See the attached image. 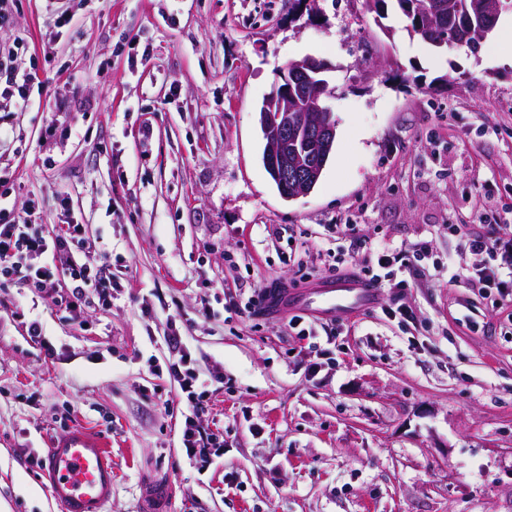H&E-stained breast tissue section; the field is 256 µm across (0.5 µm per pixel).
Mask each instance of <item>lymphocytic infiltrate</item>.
Segmentation results:
<instances>
[{
	"label": "lymphocytic infiltrate",
	"mask_w": 512,
	"mask_h": 512,
	"mask_svg": "<svg viewBox=\"0 0 512 512\" xmlns=\"http://www.w3.org/2000/svg\"><path fill=\"white\" fill-rule=\"evenodd\" d=\"M32 73L14 66L11 52L0 51V98L14 100L26 108L31 96ZM14 192L7 177L0 175V277L18 278L30 287L42 289L56 275L70 281L66 297L54 299L72 317H79L88 295H97L102 305L112 303V293L120 283L98 251L84 250L74 254L72 245L82 240L85 227L66 223L53 238L39 231L33 209H19L11 196ZM462 247L482 256L481 264L469 271L470 286L505 301L512 297V225L485 220L480 232L463 236ZM429 242L422 241L409 249L382 247L370 253L362 275L383 288L404 289L410 279L432 260ZM168 348V375L187 401L181 441L188 459L207 464L221 455L224 442L207 432L201 422L204 400L211 386L222 383L217 373H203L188 349L177 326H170L164 337Z\"/></svg>",
	"instance_id": "f902f5d3"
}]
</instances>
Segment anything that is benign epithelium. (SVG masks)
Returning <instances> with one entry per match:
<instances>
[{
  "mask_svg": "<svg viewBox=\"0 0 512 512\" xmlns=\"http://www.w3.org/2000/svg\"><path fill=\"white\" fill-rule=\"evenodd\" d=\"M311 71L319 72L311 61L293 62L290 77L297 94L288 96V87L283 86L266 98L269 111L264 113V126L273 155L282 154L290 140L327 144L336 137V121L327 106L328 84L313 83Z\"/></svg>",
  "mask_w": 512,
  "mask_h": 512,
  "instance_id": "benign-epithelium-1",
  "label": "benign epithelium"
}]
</instances>
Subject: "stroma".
Wrapping results in <instances>:
<instances>
[{"label": "stroma", "instance_id": "stroma-1", "mask_svg": "<svg viewBox=\"0 0 512 512\" xmlns=\"http://www.w3.org/2000/svg\"><path fill=\"white\" fill-rule=\"evenodd\" d=\"M16 9L0 45L36 81L27 108L0 109V169L44 236L69 198L121 289L74 319L0 284V512H59L38 460L77 425L112 452L110 512H142L162 479L171 512H512V303L467 284L479 258L448 232L512 222V48L437 54L365 0H71L62 29L44 0ZM306 56L328 66L336 144L288 201L258 108ZM380 241L453 261L405 289L411 322L339 318L330 345L227 310L268 279L324 276L339 246L362 266ZM170 314L224 375L203 417L224 454L204 473L180 442Z\"/></svg>", "mask_w": 512, "mask_h": 512}]
</instances>
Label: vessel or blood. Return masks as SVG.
<instances>
[{"mask_svg": "<svg viewBox=\"0 0 512 512\" xmlns=\"http://www.w3.org/2000/svg\"><path fill=\"white\" fill-rule=\"evenodd\" d=\"M380 288L370 279L345 272L292 289L270 283L263 299L267 315L303 313L322 319L351 316L380 303ZM51 495L61 512H108L112 501V455L106 444L82 427L52 439L42 459ZM170 488L154 482L144 512H168Z\"/></svg>", "mask_w": 512, "mask_h": 512, "instance_id": "b4317fda", "label": "vessel or blood"}]
</instances>
